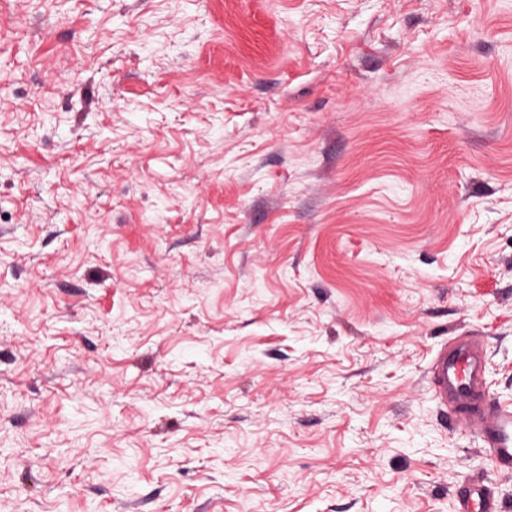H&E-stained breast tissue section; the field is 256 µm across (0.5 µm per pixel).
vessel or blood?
<instances>
[{
    "label": "vessel or blood",
    "instance_id": "b4317fda",
    "mask_svg": "<svg viewBox=\"0 0 512 512\" xmlns=\"http://www.w3.org/2000/svg\"><path fill=\"white\" fill-rule=\"evenodd\" d=\"M484 348L476 336L454 337L434 359V397L474 431L496 471L512 473V406L487 404L482 389ZM458 512H504L502 500L481 477L465 479L456 493Z\"/></svg>",
    "mask_w": 512,
    "mask_h": 512
}]
</instances>
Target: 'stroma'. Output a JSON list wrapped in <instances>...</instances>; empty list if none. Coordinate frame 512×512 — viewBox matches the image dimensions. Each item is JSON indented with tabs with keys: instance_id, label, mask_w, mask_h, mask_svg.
Wrapping results in <instances>:
<instances>
[{
	"instance_id": "1",
	"label": "stroma",
	"mask_w": 512,
	"mask_h": 512,
	"mask_svg": "<svg viewBox=\"0 0 512 512\" xmlns=\"http://www.w3.org/2000/svg\"><path fill=\"white\" fill-rule=\"evenodd\" d=\"M512 0H0V512H456L512 475ZM484 348L478 336H456L430 370L434 397L474 431L495 470L512 473V406L486 404L482 390ZM458 512H504L502 500L482 477H470L458 487Z\"/></svg>"
}]
</instances>
